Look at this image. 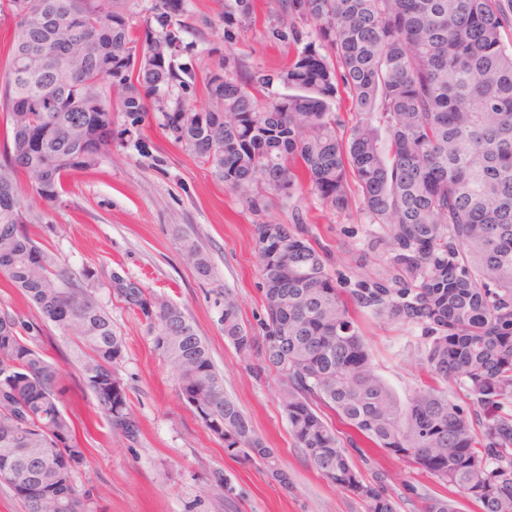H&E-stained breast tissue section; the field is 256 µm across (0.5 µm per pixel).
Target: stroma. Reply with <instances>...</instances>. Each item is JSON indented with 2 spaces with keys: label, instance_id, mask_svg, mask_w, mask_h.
<instances>
[{
  "label": "stroma",
  "instance_id": "obj_1",
  "mask_svg": "<svg viewBox=\"0 0 512 512\" xmlns=\"http://www.w3.org/2000/svg\"><path fill=\"white\" fill-rule=\"evenodd\" d=\"M223 11L224 0H191L184 62L201 70L223 54ZM30 205L45 212L42 223L30 227L37 241L60 264L95 271L97 295L126 342L120 376L142 427L135 443L111 435L106 421L96 418V400L82 384L73 344L53 324L41 322L17 292L0 284V316L33 325L34 344L64 376L66 408L89 423L84 439L88 463L78 486L95 512H367L364 502L326 480L296 448L274 376L256 378L252 360L224 338L219 323L224 301L217 289L233 292L241 322L255 329L265 315L263 284L254 217L208 166L149 119L141 126L140 142L114 147L95 168L68 175L57 205L46 209L35 199ZM296 209L337 282L360 273H384L385 257L372 243L376 227L358 206L333 212L307 193L287 204L274 201L268 215L288 224ZM187 239L208 255L210 279H201L182 259ZM115 272L140 280L184 310L209 346L225 394L274 449L280 467L293 479L292 489L283 488L264 465L225 453L223 440L181 398L172 371L152 349L142 316L110 300L107 284ZM357 322L376 373L401 403H408L429 381L420 361L422 327L362 316ZM370 454L380 469L401 475L421 492L453 500L457 512H482L478 501L406 461L376 448ZM217 471L234 487L221 499L209 493Z\"/></svg>",
  "mask_w": 512,
  "mask_h": 512
}]
</instances>
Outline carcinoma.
Wrapping results in <instances>:
<instances>
[{"label": "carcinoma", "instance_id": "1", "mask_svg": "<svg viewBox=\"0 0 512 512\" xmlns=\"http://www.w3.org/2000/svg\"><path fill=\"white\" fill-rule=\"evenodd\" d=\"M131 0H0L13 36L0 72V113L10 140L0 149V275L80 351L79 373L110 431L135 443L138 419L118 368L125 342L96 295L92 268L63 267L30 234L41 217L21 187L47 205L63 179L112 154L153 119L209 166L255 216L263 280L262 336L244 326L224 290V339L256 375L271 374L296 447L330 482L398 512L387 472L367 479V449L404 459L476 499L482 512H512V0H268L263 36L293 52L283 67L248 63L233 49L258 22L256 0H224V55L202 74L179 62L190 0H152L143 33ZM202 82L211 107L182 93ZM351 101L356 121L339 134L332 102ZM31 104L21 115L14 108ZM123 128L116 129L118 118ZM390 141L380 143L379 127ZM385 278L334 284L324 253L293 223L266 219L270 200L308 192L343 212L352 191ZM183 258L207 279L191 241ZM109 297L140 314L153 351L170 366L183 399L224 451L271 467L274 451L224 394L205 340L175 303L114 273ZM427 329L420 350L433 384L402 405L375 373L353 312ZM0 317V483L25 512H94L80 490L57 499L87 465L63 406V377ZM463 389L473 412L448 397ZM356 436L343 442L322 409ZM422 512H456L453 501L403 483ZM211 495L232 492L216 472Z\"/></svg>", "mask_w": 512, "mask_h": 512}]
</instances>
